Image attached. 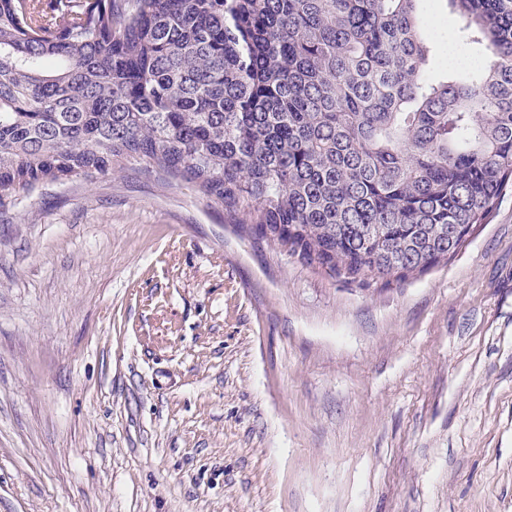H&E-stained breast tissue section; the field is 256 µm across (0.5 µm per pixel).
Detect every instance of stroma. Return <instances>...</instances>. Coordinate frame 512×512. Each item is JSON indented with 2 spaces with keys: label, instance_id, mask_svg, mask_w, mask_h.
Here are the masks:
<instances>
[{
  "label": "stroma",
  "instance_id": "stroma-1",
  "mask_svg": "<svg viewBox=\"0 0 512 512\" xmlns=\"http://www.w3.org/2000/svg\"><path fill=\"white\" fill-rule=\"evenodd\" d=\"M449 40L457 16L422 0ZM0 512H512V187L362 290L135 160L0 207Z\"/></svg>",
  "mask_w": 512,
  "mask_h": 512
}]
</instances>
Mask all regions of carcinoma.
Returning <instances> with one entry per match:
<instances>
[{
  "label": "carcinoma",
  "mask_w": 512,
  "mask_h": 512,
  "mask_svg": "<svg viewBox=\"0 0 512 512\" xmlns=\"http://www.w3.org/2000/svg\"><path fill=\"white\" fill-rule=\"evenodd\" d=\"M419 0H0V204L137 160L347 284L456 254L512 184V0L435 80Z\"/></svg>",
  "instance_id": "cac0c4a2"
}]
</instances>
